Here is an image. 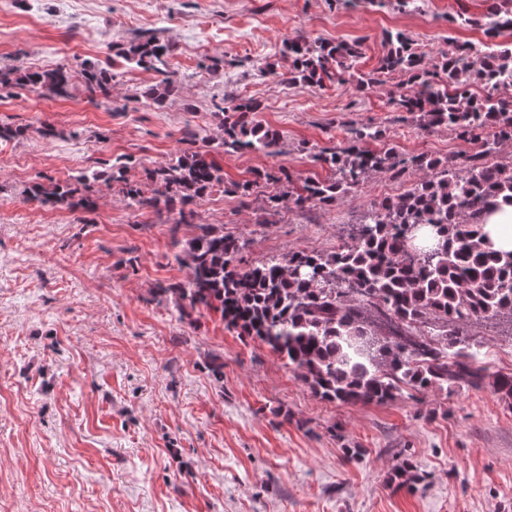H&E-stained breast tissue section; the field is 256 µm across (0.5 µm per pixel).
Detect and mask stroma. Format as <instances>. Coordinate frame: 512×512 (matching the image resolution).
Returning a JSON list of instances; mask_svg holds the SVG:
<instances>
[{
  "instance_id": "stroma-1",
  "label": "stroma",
  "mask_w": 512,
  "mask_h": 512,
  "mask_svg": "<svg viewBox=\"0 0 512 512\" xmlns=\"http://www.w3.org/2000/svg\"><path fill=\"white\" fill-rule=\"evenodd\" d=\"M487 7L0 0L1 70L73 55L99 66L149 32L173 44L170 67L184 83L160 108L136 101L154 73L125 63L108 93L93 97L79 83L62 100L0 93V123L26 129L0 143V512H512V406L491 387L328 402L260 342L214 316L180 317L155 296L183 278L172 240L191 238L196 225L246 240L247 267L330 252L373 202L418 180L412 170L374 173L329 205L282 202L263 223L253 197L275 187L256 174L284 166L296 178H326L314 153L351 130L381 129L406 157L475 152L447 127L423 131L390 106L399 76L364 92L286 83L284 39L360 42L358 67L368 73L389 32L408 33L431 58L453 41L484 42L482 28L449 18L464 10L481 19ZM215 58L223 67L207 70ZM232 97L259 102V120L284 135L277 154L219 156L225 182L253 181V196L211 192L175 235L167 216L132 208L105 182L91 211L24 203L30 182L76 177L104 160L128 161L129 180L141 181L183 150L185 127L220 136L214 105ZM45 123L56 137L38 135ZM471 332L488 373H512V325L481 320ZM348 447L362 457L347 460ZM406 457L422 480L390 485Z\"/></svg>"
}]
</instances>
